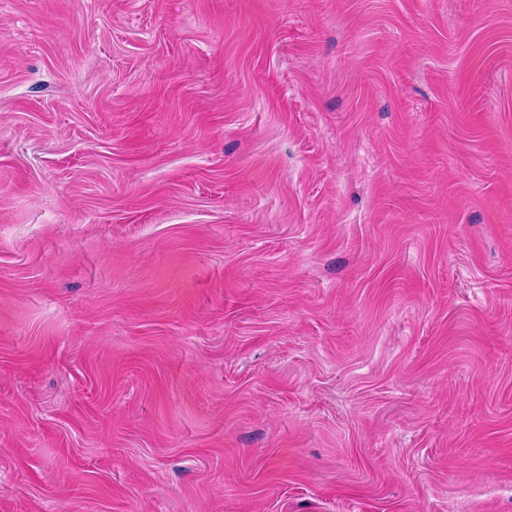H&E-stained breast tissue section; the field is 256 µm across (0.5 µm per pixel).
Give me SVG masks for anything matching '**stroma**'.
Wrapping results in <instances>:
<instances>
[{"mask_svg": "<svg viewBox=\"0 0 512 512\" xmlns=\"http://www.w3.org/2000/svg\"><path fill=\"white\" fill-rule=\"evenodd\" d=\"M0 512H512V0H0Z\"/></svg>", "mask_w": 512, "mask_h": 512, "instance_id": "1", "label": "stroma"}]
</instances>
